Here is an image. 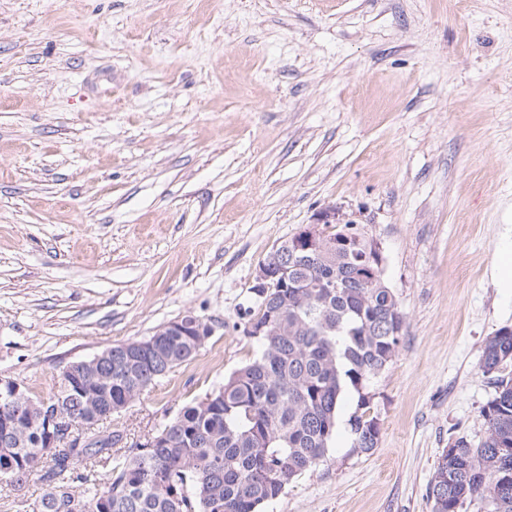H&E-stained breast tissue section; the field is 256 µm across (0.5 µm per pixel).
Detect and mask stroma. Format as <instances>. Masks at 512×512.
<instances>
[{
	"label": "stroma",
	"mask_w": 512,
	"mask_h": 512,
	"mask_svg": "<svg viewBox=\"0 0 512 512\" xmlns=\"http://www.w3.org/2000/svg\"><path fill=\"white\" fill-rule=\"evenodd\" d=\"M380 242L406 328L336 440L263 512H431L512 328V0H0V375L192 314L197 356L112 426L135 441L253 359L259 267L327 206Z\"/></svg>",
	"instance_id": "1"
}]
</instances>
